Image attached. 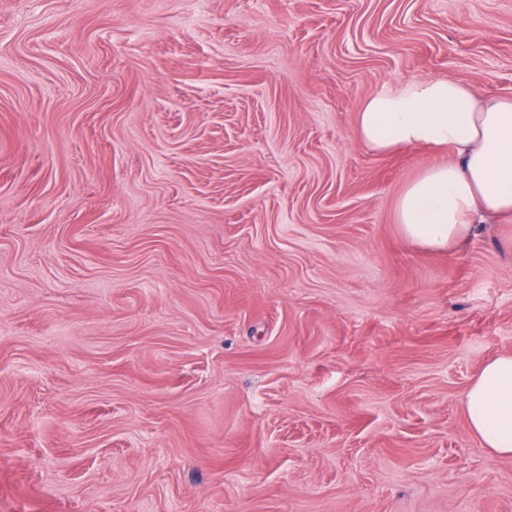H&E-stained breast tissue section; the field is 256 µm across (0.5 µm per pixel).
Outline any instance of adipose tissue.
Returning <instances> with one entry per match:
<instances>
[{"instance_id":"obj_1","label":"adipose tissue","mask_w":512,"mask_h":512,"mask_svg":"<svg viewBox=\"0 0 512 512\" xmlns=\"http://www.w3.org/2000/svg\"><path fill=\"white\" fill-rule=\"evenodd\" d=\"M358 140L397 147L452 148L454 158L425 169L397 201L405 238L447 251L478 218L512 214V100L485 98L447 79L386 85L357 115ZM471 431L496 454L512 456V355L491 360L468 388Z\"/></svg>"}]
</instances>
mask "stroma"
I'll return each mask as SVG.
<instances>
[{
    "label": "stroma",
    "instance_id": "stroma-1",
    "mask_svg": "<svg viewBox=\"0 0 512 512\" xmlns=\"http://www.w3.org/2000/svg\"><path fill=\"white\" fill-rule=\"evenodd\" d=\"M425 78L512 99V0H0V512H512V217L355 136ZM469 428L485 448L512 456V355L491 360L468 388Z\"/></svg>",
    "mask_w": 512,
    "mask_h": 512
}]
</instances>
